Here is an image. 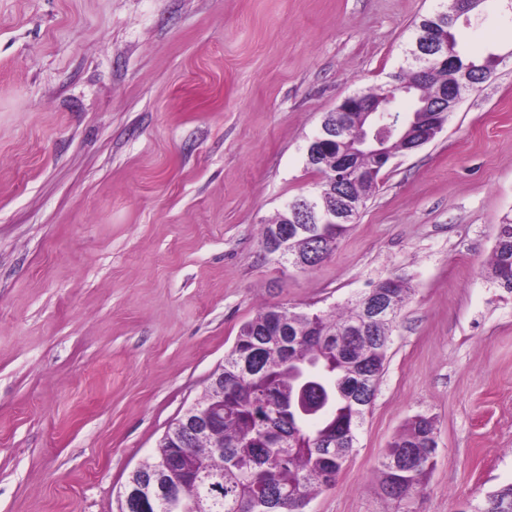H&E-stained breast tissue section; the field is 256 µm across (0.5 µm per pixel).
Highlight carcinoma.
Here are the masks:
<instances>
[{
    "label": "carcinoma",
    "mask_w": 512,
    "mask_h": 512,
    "mask_svg": "<svg viewBox=\"0 0 512 512\" xmlns=\"http://www.w3.org/2000/svg\"><path fill=\"white\" fill-rule=\"evenodd\" d=\"M454 14L433 12L415 23L414 34L429 24L454 31ZM466 76L485 82L495 70V56L482 60L458 54ZM393 94L415 80L412 65L393 76ZM306 165L320 174L318 191L328 199L330 159L306 155ZM378 186L356 175L350 195L366 203ZM299 196L285 203L275 222L265 225L261 245L281 226ZM351 224L288 225V256L310 252L311 237L322 238L324 260L336 249ZM487 276L512 292V220L498 225ZM408 293L395 278L378 282L348 302L342 312L295 311L283 306L263 309L244 323L224 364L218 387L188 408L211 400L224 402V421L214 435H190L183 425L171 426L149 461L128 482L162 467L180 453L169 480L201 459L213 482L209 496L222 503L213 512H303L310 497L336 482L356 440V431L373 403L391 342V327ZM438 443L432 418L415 415L393 438L379 462L384 494L399 502L411 500L426 483ZM477 512H512V484L486 493Z\"/></svg>",
    "instance_id": "1"
}]
</instances>
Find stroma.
I'll return each instance as SVG.
<instances>
[{
    "label": "stroma",
    "instance_id": "1",
    "mask_svg": "<svg viewBox=\"0 0 512 512\" xmlns=\"http://www.w3.org/2000/svg\"><path fill=\"white\" fill-rule=\"evenodd\" d=\"M441 0H0V512H121L130 473L263 307L410 289L334 486L304 512H468L512 483V0L460 24L501 55L428 144L394 158L318 265L264 224L319 180L346 96L391 84ZM438 448L411 504L377 467L406 419ZM487 276L499 287L512 292V220L498 225L493 256Z\"/></svg>",
    "mask_w": 512,
    "mask_h": 512
}]
</instances>
